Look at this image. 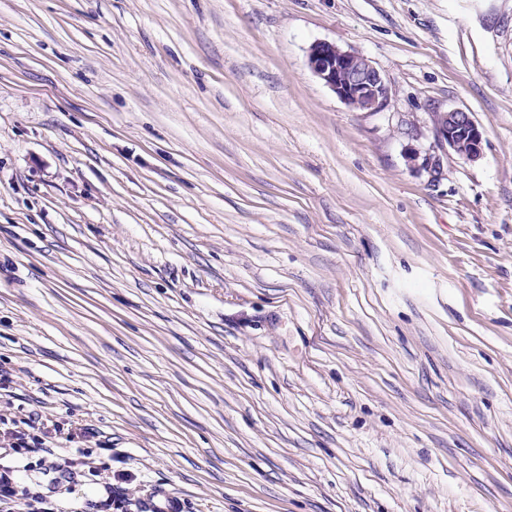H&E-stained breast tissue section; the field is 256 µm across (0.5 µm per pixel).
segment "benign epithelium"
Instances as JSON below:
<instances>
[{
  "mask_svg": "<svg viewBox=\"0 0 512 512\" xmlns=\"http://www.w3.org/2000/svg\"><path fill=\"white\" fill-rule=\"evenodd\" d=\"M307 64L315 76L354 110L380 112L388 107V83L364 54L344 49L333 42L318 41L308 50ZM431 122L439 148L450 149L466 161L480 156L483 132L470 113L462 109L435 112ZM406 161L410 167L423 169L432 177L441 167L440 156H422L415 151L406 153Z\"/></svg>",
  "mask_w": 512,
  "mask_h": 512,
  "instance_id": "1",
  "label": "benign epithelium"
}]
</instances>
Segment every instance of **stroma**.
Returning a JSON list of instances; mask_svg holds the SVG:
<instances>
[{
    "label": "stroma",
    "instance_id": "1",
    "mask_svg": "<svg viewBox=\"0 0 512 512\" xmlns=\"http://www.w3.org/2000/svg\"><path fill=\"white\" fill-rule=\"evenodd\" d=\"M0 368L56 512H512V0H0ZM307 64L315 76L354 110L381 112L388 107V83L364 54L333 42L318 41L308 50ZM431 122L432 132L439 148H449L466 161H473L480 156L483 132L470 113L462 109L434 112Z\"/></svg>",
    "mask_w": 512,
    "mask_h": 512
}]
</instances>
